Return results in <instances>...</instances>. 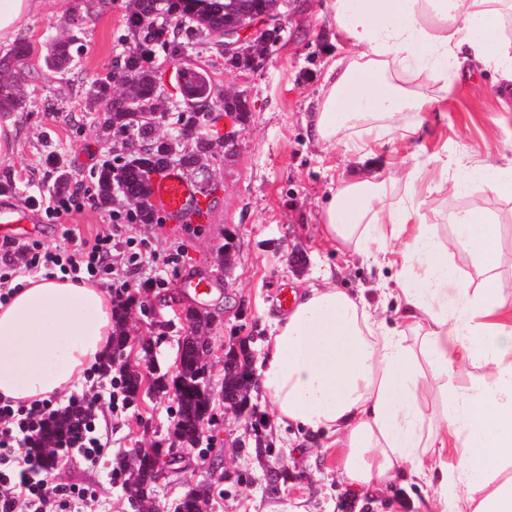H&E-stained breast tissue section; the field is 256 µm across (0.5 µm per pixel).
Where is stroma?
I'll return each mask as SVG.
<instances>
[{"label":"stroma","mask_w":512,"mask_h":512,"mask_svg":"<svg viewBox=\"0 0 512 512\" xmlns=\"http://www.w3.org/2000/svg\"><path fill=\"white\" fill-rule=\"evenodd\" d=\"M128 4L129 0H43L17 37L30 46L28 65L38 71L49 42L69 33L62 22L65 10L74 8L79 19L83 50L66 80L25 83V110L0 113V125L11 124L14 140L11 157L0 160V195L26 203L30 223L48 225L41 240L51 247L77 248L81 240L110 226V210L101 209L93 199L84 200L81 211L54 221L48 220L45 207L58 171H68L72 183L92 186L97 171L113 156L112 143L98 137V114L89 108L85 89L125 50L121 35ZM288 13L281 40L270 47L259 68L225 67L218 50L203 37L185 53L186 65L206 69L216 90L245 92L251 110L237 126V153L227 157L219 152L211 160L213 196L199 200L204 218L191 224L127 225L123 241L112 251L119 271L125 267L128 242L141 244L147 253L141 268L127 276L131 314L126 356L133 369L145 370L139 344L152 335V322L160 318L175 322L157 354L159 368L173 371L177 340L187 327L177 314L194 308L210 316L205 331L212 346L207 373L211 389L221 391L225 348L235 344L238 335H256L254 366L262 368L269 321L282 310L281 289L321 286L320 272L327 268L337 286L363 292L371 308L397 322L395 298L376 289L380 280L394 281L395 269L367 265L322 239L321 214L330 188L374 174L397 177L414 157L455 147L476 161L512 154V112L502 111L499 102L504 83L494 71L480 69L450 87L438 110L423 113L414 139L373 146L364 158L345 153L337 143L314 142L306 121L321 96L322 74L349 50L338 39L329 0H290ZM440 179L438 167L426 166L414 197L415 223L429 225L439 238L447 232L453 204L445 193L435 191ZM227 242L235 257L228 273L217 258L218 248ZM172 247L180 251L173 268L165 264ZM187 274L210 284L211 293L199 297L182 292L178 283ZM145 305L151 307V315L142 313ZM250 401L262 420L259 429L225 410L218 399L217 419L205 424L197 447L178 449L171 432L172 398L143 390L124 408L99 409V432L107 452L97 465L67 448L61 450L62 461L48 480L86 489L81 512H132L129 491L112 476L115 459L138 448H169L173 455L162 465L151 512H174L184 492L205 481L212 484L207 512H424L433 501L434 485L416 484L401 475L382 489L351 493L341 473V449L296 426L278 425L262 389L252 390ZM258 434L274 448L261 459L252 448ZM216 457L222 466L214 473L209 464ZM269 465L288 472L287 480L274 490L263 479Z\"/></svg>","instance_id":"1"}]
</instances>
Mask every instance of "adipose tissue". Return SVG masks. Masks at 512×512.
Wrapping results in <instances>:
<instances>
[{"label":"adipose tissue","instance_id":"adipose-tissue-1","mask_svg":"<svg viewBox=\"0 0 512 512\" xmlns=\"http://www.w3.org/2000/svg\"><path fill=\"white\" fill-rule=\"evenodd\" d=\"M42 0H0V46L13 43ZM349 56L322 77L313 139L363 157L372 144L418 134L438 99L474 65L512 83V0H330ZM446 172L448 195L479 187L512 199V158L472 161L465 150L414 161L403 181L339 185L322 209V232L376 267L401 241V323L372 313L363 295L322 286L299 292L274 318L260 372L280 425L334 438L354 486L397 474L436 481L434 512H512V285L499 272L498 216L449 214L436 238L414 223L413 193L425 163ZM464 253L461 277L450 258ZM112 300L91 283L27 279L0 304V395L20 403L68 392L103 362L112 343Z\"/></svg>","mask_w":512,"mask_h":512}]
</instances>
